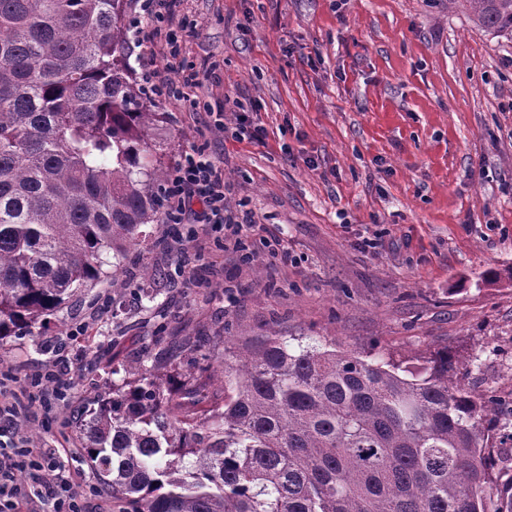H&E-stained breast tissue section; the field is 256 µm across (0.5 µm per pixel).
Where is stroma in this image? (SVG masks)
I'll use <instances>...</instances> for the list:
<instances>
[{"label":"stroma","instance_id":"1","mask_svg":"<svg viewBox=\"0 0 512 512\" xmlns=\"http://www.w3.org/2000/svg\"><path fill=\"white\" fill-rule=\"evenodd\" d=\"M196 19L180 39L204 79L200 103L230 100L264 127L236 139L232 114L158 98L173 156L206 145L252 212L288 248L274 262L252 236L250 264L210 232L187 269L150 234L154 301L138 265L112 312L111 282L79 291L44 320L0 341V370L17 377L52 358L67 332L74 386L93 400L110 368L181 339L168 371L200 376L219 330L324 336L345 348L418 366L458 353V381L494 396L497 433H512V285L486 284L512 266V41L474 28L446 0H177ZM314 166H307V159Z\"/></svg>","mask_w":512,"mask_h":512}]
</instances>
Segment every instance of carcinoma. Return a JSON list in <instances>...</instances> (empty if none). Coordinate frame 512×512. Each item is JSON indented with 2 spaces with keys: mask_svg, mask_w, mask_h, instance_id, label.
<instances>
[{
  "mask_svg": "<svg viewBox=\"0 0 512 512\" xmlns=\"http://www.w3.org/2000/svg\"><path fill=\"white\" fill-rule=\"evenodd\" d=\"M129 0H0V338L32 328L165 223L170 146L132 78ZM461 3L512 40V0ZM206 357L219 393L157 363L74 411L116 512H512L489 405L454 378L272 329Z\"/></svg>",
  "mask_w": 512,
  "mask_h": 512,
  "instance_id": "1",
  "label": "carcinoma"
}]
</instances>
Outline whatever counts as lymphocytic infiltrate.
<instances>
[{
	"label": "lymphocytic infiltrate",
	"instance_id": "1",
	"mask_svg": "<svg viewBox=\"0 0 512 512\" xmlns=\"http://www.w3.org/2000/svg\"><path fill=\"white\" fill-rule=\"evenodd\" d=\"M139 9L150 26L148 35L135 38L133 43L143 82L152 83L153 66L160 58L180 77L179 85H163L164 96L175 98L181 87L199 85L198 72L181 64L179 46L169 29L176 20L182 28L191 30L194 21L175 19L174 0H141ZM163 191L169 222L187 227L185 236L174 239L173 251L187 254L191 243L215 228L224 233L225 249L241 262H251L253 255L247 242L256 222L251 213L228 206L230 187L224 172L204 147H193L181 156ZM196 201L202 203V211L193 210ZM14 380L12 372H0V512H33L37 502L42 504L43 512H84L81 485L61 462L56 449L29 445L26 436L29 424L46 426L52 421L73 381L70 364L59 358L25 375L27 395L23 398L15 395Z\"/></svg>",
	"mask_w": 512,
	"mask_h": 512
}]
</instances>
